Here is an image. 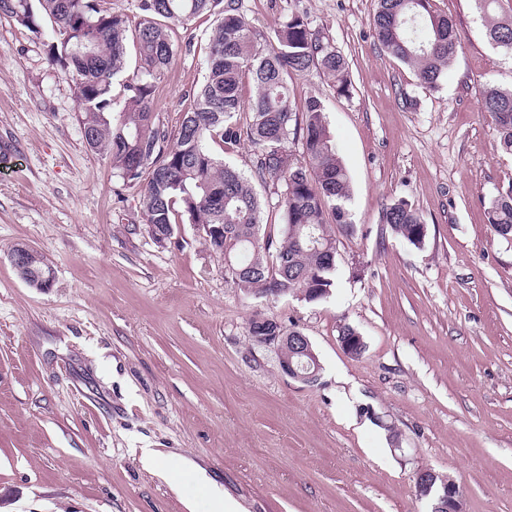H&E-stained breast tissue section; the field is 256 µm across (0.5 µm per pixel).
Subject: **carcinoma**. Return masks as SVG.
I'll return each mask as SVG.
<instances>
[{
    "label": "carcinoma",
    "instance_id": "obj_1",
    "mask_svg": "<svg viewBox=\"0 0 512 512\" xmlns=\"http://www.w3.org/2000/svg\"><path fill=\"white\" fill-rule=\"evenodd\" d=\"M493 45L512 52V20L494 15L499 0H477ZM143 19L135 30L139 72L123 82L124 108L107 117L113 81L126 69L129 24L126 14L101 0H0V13L32 30L50 20L49 60L67 74L79 101L81 122L89 127V147L108 157L123 185L145 183L142 206L149 234L161 224H221L234 241L224 278L256 298L297 297L320 301L336 286L337 264L321 250L336 242L332 224L351 227L345 204L351 196L348 172L329 131L321 97L303 106L292 100L296 74L317 71L339 96L350 93L343 56L307 20L291 15L264 42L235 6V0H138ZM216 15L209 37L207 75L193 92L175 136L156 124L151 103L155 82L173 58L169 29L204 14ZM373 30L389 56L412 69L420 84L433 88L461 48L451 18L433 9L432 0H377ZM250 80L255 95L244 105L241 87ZM478 105L490 114L502 151L512 153V90L488 82ZM250 113L242 125L237 116ZM254 148L252 176L210 149L218 140ZM301 146L295 157L290 146ZM282 187L275 203L264 201L255 182ZM282 213V238L261 234L266 206ZM488 221L497 234L512 227V191L490 201ZM382 222L416 248L421 217L398 199Z\"/></svg>",
    "mask_w": 512,
    "mask_h": 512
}]
</instances>
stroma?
I'll use <instances>...</instances> for the list:
<instances>
[{"instance_id":"35a3bbf8","label":"stroma","mask_w":512,"mask_h":512,"mask_svg":"<svg viewBox=\"0 0 512 512\" xmlns=\"http://www.w3.org/2000/svg\"><path fill=\"white\" fill-rule=\"evenodd\" d=\"M258 34L294 13L330 39L352 93L319 73L351 178L353 228L336 230V286L308 303L254 298L194 225L157 243L140 190L86 144L74 86L33 31L0 14V512H187L142 449L184 458L242 512H430V468L459 485L463 512H512V242L488 202L512 190V155L480 111L486 82L512 89V55L486 35L475 0H433L461 49L437 87L384 54L376 0H236ZM211 19L173 26L157 122L176 133L203 80ZM406 198L427 226L415 248L381 224ZM41 252L50 288L10 261ZM300 329L315 383L284 375L254 344L255 313ZM366 349L349 356L341 326Z\"/></svg>"}]
</instances>
